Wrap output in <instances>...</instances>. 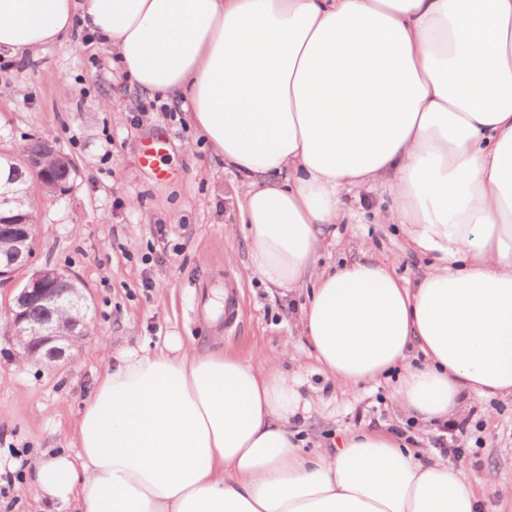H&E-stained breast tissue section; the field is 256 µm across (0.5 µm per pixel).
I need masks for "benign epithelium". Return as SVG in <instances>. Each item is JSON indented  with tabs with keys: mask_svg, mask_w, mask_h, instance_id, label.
<instances>
[{
	"mask_svg": "<svg viewBox=\"0 0 512 512\" xmlns=\"http://www.w3.org/2000/svg\"><path fill=\"white\" fill-rule=\"evenodd\" d=\"M24 167L29 180L41 185L67 182L70 163L53 142L40 139L24 147ZM23 192L16 180L0 183V283L16 279L32 262L31 247L37 224L33 213L6 215L14 195ZM72 276L45 266L25 275L8 318L22 357L44 363L62 360L88 335L84 313L86 297L70 287Z\"/></svg>",
	"mask_w": 512,
	"mask_h": 512,
	"instance_id": "benign-epithelium-1",
	"label": "benign epithelium"
}]
</instances>
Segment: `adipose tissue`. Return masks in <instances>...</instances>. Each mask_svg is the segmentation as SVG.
Returning <instances> with one entry per match:
<instances>
[{
  "label": "adipose tissue",
  "instance_id": "1",
  "mask_svg": "<svg viewBox=\"0 0 512 512\" xmlns=\"http://www.w3.org/2000/svg\"><path fill=\"white\" fill-rule=\"evenodd\" d=\"M76 28L243 175L247 268L310 286L303 332L334 386L404 366L393 402L436 432L467 399L512 397V0H0L1 55ZM362 187L430 257L416 283L367 251L316 270ZM285 359L175 336L103 350L79 453L40 458L39 490L73 512H477L464 469L394 432L304 453L311 401Z\"/></svg>",
  "mask_w": 512,
  "mask_h": 512
}]
</instances>
